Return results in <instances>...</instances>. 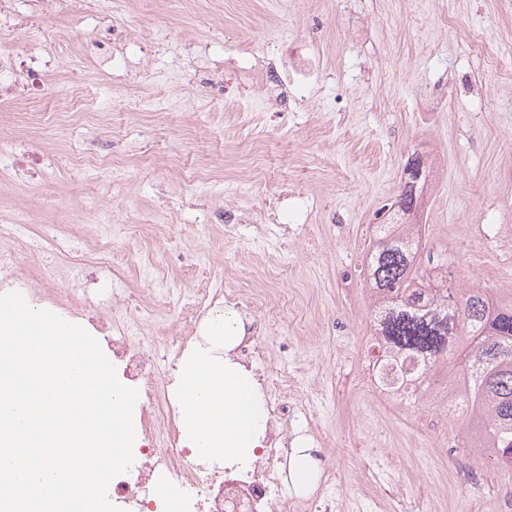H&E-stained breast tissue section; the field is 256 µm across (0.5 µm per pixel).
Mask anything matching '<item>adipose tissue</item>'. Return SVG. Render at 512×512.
<instances>
[{
  "instance_id": "adipose-tissue-1",
  "label": "adipose tissue",
  "mask_w": 512,
  "mask_h": 512,
  "mask_svg": "<svg viewBox=\"0 0 512 512\" xmlns=\"http://www.w3.org/2000/svg\"><path fill=\"white\" fill-rule=\"evenodd\" d=\"M206 328L212 346L196 348L183 368L184 429L199 452H221L245 464L260 447L268 419L250 374L228 357L245 327L227 308L211 313Z\"/></svg>"
}]
</instances>
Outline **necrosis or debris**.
<instances>
[{
  "mask_svg": "<svg viewBox=\"0 0 512 512\" xmlns=\"http://www.w3.org/2000/svg\"><path fill=\"white\" fill-rule=\"evenodd\" d=\"M44 233L55 240L61 256L59 263L46 269V276L71 279L72 293L79 301L68 305V312L100 342L122 383L139 391L134 463L109 485L108 497L114 505L122 512H168L173 504L179 512H317L321 499H335L336 484L330 479L320 497L303 503L295 501L284 486L278 441L311 384L288 363L270 367L265 332L273 320L266 313V295L244 298L232 289L208 291V305L219 301L236 305L244 299L263 313L238 345L236 359L258 377L272 429L253 468L228 467L219 458L203 461L181 434L179 407L169 389L186 337L142 338L137 331L140 300L133 289L124 287L107 262L85 263L59 225L46 226Z\"/></svg>",
  "mask_w": 512,
  "mask_h": 512,
  "instance_id": "1",
  "label": "necrosis or debris"
}]
</instances>
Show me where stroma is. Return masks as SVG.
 <instances>
[{"label": "stroma", "instance_id": "1", "mask_svg": "<svg viewBox=\"0 0 512 512\" xmlns=\"http://www.w3.org/2000/svg\"><path fill=\"white\" fill-rule=\"evenodd\" d=\"M316 60L287 109L240 86L245 50ZM429 169L424 257L457 285L512 300V0H0V224H63L91 256L97 227L145 305L138 264L172 287L273 289L274 356L297 360L317 415L305 440L356 506L503 512L512 466L465 448L461 419L370 401L363 247L411 154ZM38 295L65 285L16 245Z\"/></svg>", "mask_w": 512, "mask_h": 512}]
</instances>
